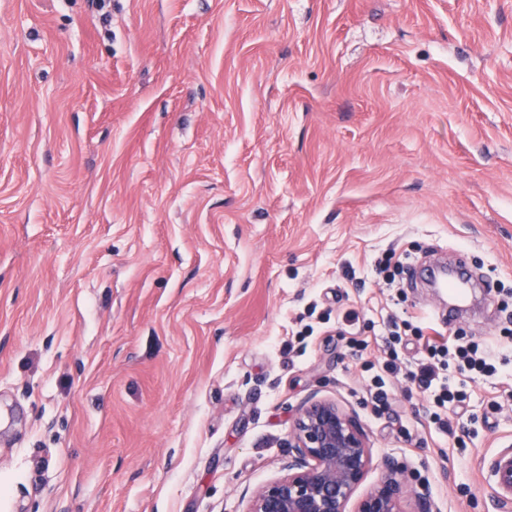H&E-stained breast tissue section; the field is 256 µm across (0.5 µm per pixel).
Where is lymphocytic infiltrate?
<instances>
[{"label": "lymphocytic infiltrate", "instance_id": "obj_1", "mask_svg": "<svg viewBox=\"0 0 512 512\" xmlns=\"http://www.w3.org/2000/svg\"><path fill=\"white\" fill-rule=\"evenodd\" d=\"M413 333L422 340L427 358L402 361L398 351L403 340L400 331L391 330L383 337L386 358L370 384L373 406L378 411L389 406L386 375L402 376L427 395L436 432L450 435L453 429L448 422L449 410L464 408L469 384L496 374L497 357L487 345L448 336L443 327L425 316L418 317Z\"/></svg>", "mask_w": 512, "mask_h": 512}]
</instances>
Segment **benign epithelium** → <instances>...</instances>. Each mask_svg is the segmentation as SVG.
Instances as JSON below:
<instances>
[{"label":"benign epithelium","mask_w":512,"mask_h":512,"mask_svg":"<svg viewBox=\"0 0 512 512\" xmlns=\"http://www.w3.org/2000/svg\"><path fill=\"white\" fill-rule=\"evenodd\" d=\"M285 473L252 492L246 512H346L365 479L372 455L359 419L335 400L315 394L296 409ZM406 469L383 460L379 483L356 512H404Z\"/></svg>","instance_id":"1"}]
</instances>
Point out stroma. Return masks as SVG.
Returning a JSON list of instances; mask_svg holds the SVG:
<instances>
[{
	"mask_svg": "<svg viewBox=\"0 0 512 512\" xmlns=\"http://www.w3.org/2000/svg\"><path fill=\"white\" fill-rule=\"evenodd\" d=\"M391 248L512 288V0H0V512H244L313 394L404 512H497L504 315L449 328L506 360L465 450L375 412V324L435 302ZM483 468L487 472L489 485L494 494L503 500L504 507L508 506L512 496V470L503 465V458L491 454L483 459ZM406 480V469L394 458H384L379 483L360 500L355 512H404Z\"/></svg>",
	"mask_w": 512,
	"mask_h": 512,
	"instance_id": "1",
	"label": "stroma"
}]
</instances>
